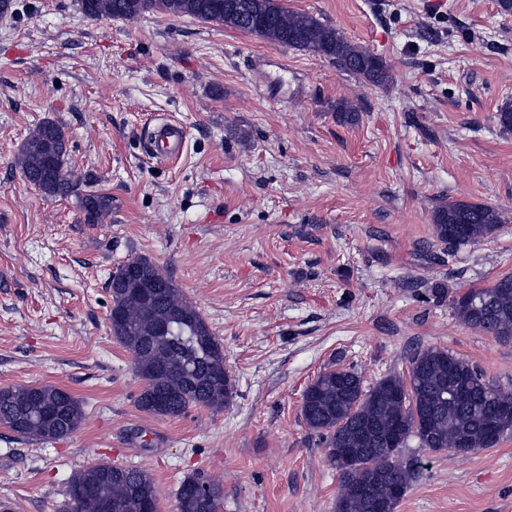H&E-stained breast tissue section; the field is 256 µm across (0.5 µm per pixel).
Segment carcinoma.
I'll return each instance as SVG.
<instances>
[{"instance_id": "carcinoma-1", "label": "carcinoma", "mask_w": 512, "mask_h": 512, "mask_svg": "<svg viewBox=\"0 0 512 512\" xmlns=\"http://www.w3.org/2000/svg\"><path fill=\"white\" fill-rule=\"evenodd\" d=\"M79 7L90 19L161 9L321 55L374 85L392 80L370 49L279 0H79ZM66 144L59 125H38L21 149L22 174L49 197H77L84 222L97 224L112 211V197L79 194L85 177L67 169ZM432 221L436 238L453 248L493 235L512 218L486 204L448 199ZM109 291L112 336L130 351L143 381L141 410L178 417L193 406L220 411L229 404L234 388L224 349L169 275L147 258H134L112 275ZM452 305L470 328L512 340L511 273L454 296ZM302 416L339 474L336 512H376L378 501L381 512H395L399 500L391 488L409 489L418 474L414 463L399 459L400 449L411 439L431 451L494 447L512 432V390L491 385L468 360L428 347L411 357L407 374H389L368 388L353 369L325 370L307 387ZM85 420L83 403L53 385L0 389V423L22 437L60 439ZM156 500L149 472L101 463L74 473L62 512H146ZM222 500L220 484L201 473L185 477L176 492L177 512H207Z\"/></svg>"}]
</instances>
